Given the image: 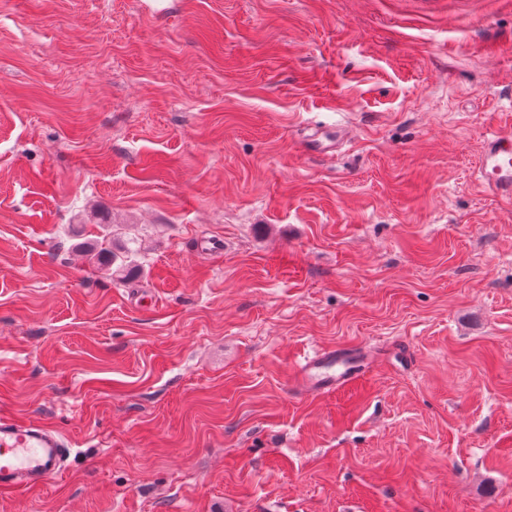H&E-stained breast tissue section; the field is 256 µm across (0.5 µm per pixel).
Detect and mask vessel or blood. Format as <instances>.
Here are the masks:
<instances>
[{
  "instance_id": "vessel-or-blood-1",
  "label": "vessel or blood",
  "mask_w": 512,
  "mask_h": 512,
  "mask_svg": "<svg viewBox=\"0 0 512 512\" xmlns=\"http://www.w3.org/2000/svg\"><path fill=\"white\" fill-rule=\"evenodd\" d=\"M337 142V136L315 125L301 148L310 155H330ZM475 176L492 197L512 201L511 115L486 129ZM367 360L366 352L358 349L314 351L295 363L293 387L303 395L336 392L360 375ZM68 452L65 438L48 425L1 414L0 495L43 488L64 471Z\"/></svg>"
}]
</instances>
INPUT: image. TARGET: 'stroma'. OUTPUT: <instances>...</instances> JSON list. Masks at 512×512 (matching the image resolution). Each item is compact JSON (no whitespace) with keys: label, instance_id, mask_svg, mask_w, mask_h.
<instances>
[{"label":"stroma","instance_id":"35a3bbf8","mask_svg":"<svg viewBox=\"0 0 512 512\" xmlns=\"http://www.w3.org/2000/svg\"><path fill=\"white\" fill-rule=\"evenodd\" d=\"M506 112L512 0H0V413L70 443L0 512H512ZM476 180L492 197L512 201V116L506 114L488 127L475 169ZM310 129L311 133L300 142L303 152L310 155L333 154L340 138L339 131L334 136L328 135L322 126L314 125ZM367 360L366 352L361 349L314 351L295 363L293 388L303 395L334 393L357 378Z\"/></svg>","mask_w":512,"mask_h":512}]
</instances>
